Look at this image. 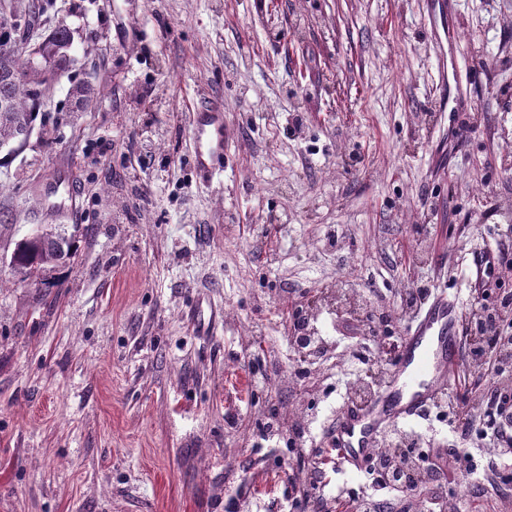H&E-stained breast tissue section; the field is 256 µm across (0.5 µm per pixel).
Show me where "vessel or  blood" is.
Instances as JSON below:
<instances>
[{"mask_svg":"<svg viewBox=\"0 0 512 512\" xmlns=\"http://www.w3.org/2000/svg\"><path fill=\"white\" fill-rule=\"evenodd\" d=\"M192 167L199 179H218L228 164L224 144L229 128L218 108L194 110ZM465 306L459 296L439 290L406 324L390 372L365 405L346 404L336 419L332 442L348 469L367 468L381 438L393 427L426 415L462 364L461 322Z\"/></svg>","mask_w":512,"mask_h":512,"instance_id":"obj_1","label":"vessel or blood"}]
</instances>
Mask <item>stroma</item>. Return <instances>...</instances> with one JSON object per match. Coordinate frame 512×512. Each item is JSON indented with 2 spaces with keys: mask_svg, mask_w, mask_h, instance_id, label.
<instances>
[{
  "mask_svg": "<svg viewBox=\"0 0 512 512\" xmlns=\"http://www.w3.org/2000/svg\"><path fill=\"white\" fill-rule=\"evenodd\" d=\"M454 2L442 61L432 0H53L75 63L0 167V512H322L371 486L328 454L357 317L325 318L335 346L304 385L256 390L249 364L296 363L286 327L346 258L396 336L407 284L469 309L512 291L494 270L465 280L479 247L512 265V0ZM76 82L94 110L70 111ZM210 105L230 159L204 186L190 119ZM54 225L76 230L75 257L50 287L20 283L16 242ZM203 298L224 311L210 336L189 318ZM459 378L483 394L475 431L433 412L412 429L479 454L496 403L472 366ZM296 404L322 460L307 499L287 428L268 443L256 422Z\"/></svg>",
  "mask_w": 512,
  "mask_h": 512,
  "instance_id": "stroma-1",
  "label": "stroma"
}]
</instances>
